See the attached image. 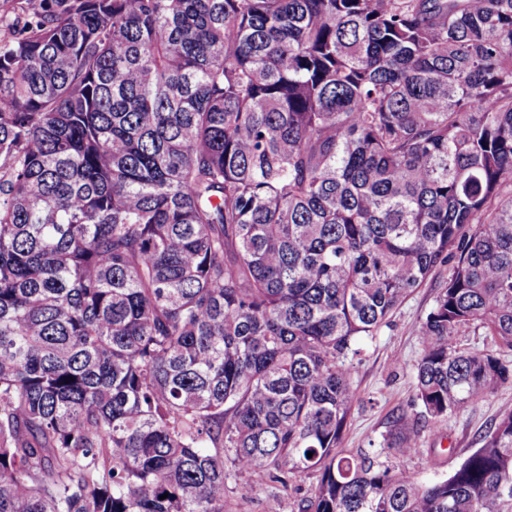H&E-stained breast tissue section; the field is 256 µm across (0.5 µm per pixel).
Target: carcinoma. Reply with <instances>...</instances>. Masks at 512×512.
Segmentation results:
<instances>
[{
  "instance_id": "cac0c4a2",
  "label": "carcinoma",
  "mask_w": 512,
  "mask_h": 512,
  "mask_svg": "<svg viewBox=\"0 0 512 512\" xmlns=\"http://www.w3.org/2000/svg\"><path fill=\"white\" fill-rule=\"evenodd\" d=\"M1 30L0 512L311 470L297 512H512V411L428 481L340 449L362 341L442 267L424 413L512 384V0H0Z\"/></svg>"
}]
</instances>
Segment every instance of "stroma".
Listing matches in <instances>:
<instances>
[{"label":"stroma","instance_id":"stroma-1","mask_svg":"<svg viewBox=\"0 0 512 512\" xmlns=\"http://www.w3.org/2000/svg\"><path fill=\"white\" fill-rule=\"evenodd\" d=\"M437 280L427 281L413 291L389 324L377 336L366 339L360 356L353 361V384L357 398L343 432L341 447L349 452L365 450L381 459L401 465L418 480L446 475L480 445L486 428L504 411L512 410V384L500 387L493 395L477 400L440 424L424 417L416 399L414 365L421 354L415 329L431 309L437 294ZM406 416L420 428V451L402 457L382 441L397 416ZM318 476L307 472L298 476L295 488L283 491L271 483L244 493L243 478L229 482L224 496V512H291L297 497L308 496Z\"/></svg>","mask_w":512,"mask_h":512}]
</instances>
